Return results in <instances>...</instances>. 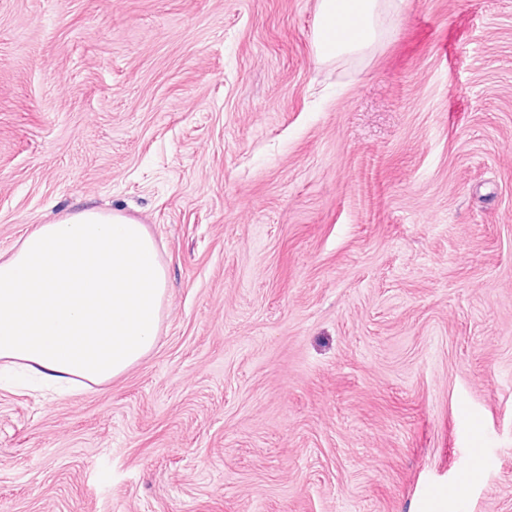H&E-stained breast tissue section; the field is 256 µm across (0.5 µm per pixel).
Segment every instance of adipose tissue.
Listing matches in <instances>:
<instances>
[{"label": "adipose tissue", "mask_w": 512, "mask_h": 512, "mask_svg": "<svg viewBox=\"0 0 512 512\" xmlns=\"http://www.w3.org/2000/svg\"><path fill=\"white\" fill-rule=\"evenodd\" d=\"M386 0H319L317 61L361 55L387 30ZM167 271L143 224L85 208L0 254V382L59 394L104 385L154 347Z\"/></svg>", "instance_id": "1"}]
</instances>
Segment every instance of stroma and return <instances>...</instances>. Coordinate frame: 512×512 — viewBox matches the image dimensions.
<instances>
[{
	"instance_id": "1",
	"label": "stroma",
	"mask_w": 512,
	"mask_h": 512,
	"mask_svg": "<svg viewBox=\"0 0 512 512\" xmlns=\"http://www.w3.org/2000/svg\"><path fill=\"white\" fill-rule=\"evenodd\" d=\"M0 0V253L86 207L153 350L0 390V512H512V0ZM456 497H449V489ZM388 6L398 12L393 1L319 0L313 34L316 60L328 62L371 51L386 38L381 18Z\"/></svg>"
}]
</instances>
